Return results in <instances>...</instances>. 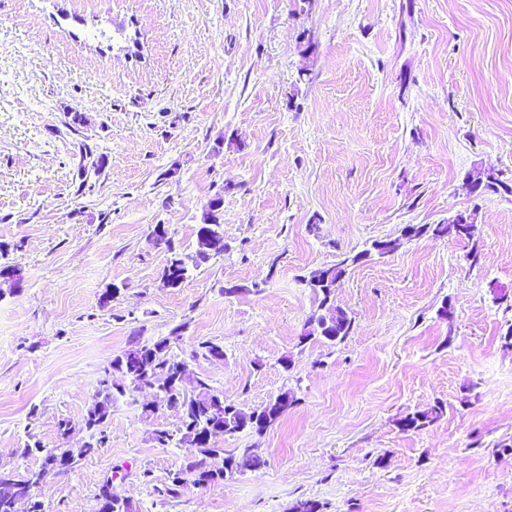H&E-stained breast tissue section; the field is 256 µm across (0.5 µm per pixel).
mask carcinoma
Returning <instances> with one entry per match:
<instances>
[{"label":"carcinoma","mask_w":512,"mask_h":512,"mask_svg":"<svg viewBox=\"0 0 512 512\" xmlns=\"http://www.w3.org/2000/svg\"><path fill=\"white\" fill-rule=\"evenodd\" d=\"M105 167L103 156L94 154L93 148L84 143L80 147L78 164L79 185L77 193L83 194L93 187L91 179L101 175ZM224 203L223 196L211 199L214 208L211 212L214 223H202L197 231L195 249L186 251L176 244L169 236L163 224L154 226L152 242L154 247L166 253V265L161 279L168 288H178L189 277L190 269L211 259L214 255L224 252L220 241L224 239L220 209ZM431 233L437 237L453 236L460 240H472L475 232L467 235L457 234L451 224H422L417 228V235ZM354 328V319L345 315V325L339 328V335L301 336L302 341L310 339L320 341L329 346L344 341ZM170 338L165 337L154 342H135L133 346L112 359L111 368L105 371L99 381L98 393L83 418L84 428L89 432L86 445L70 448L60 444L55 448H36L29 446L23 452L42 453V461L38 468L29 469L24 474L0 469V512H14V502L19 493L36 490L52 473L63 469H71L78 461L97 453L106 440V423L112 406L119 398L129 391H139L144 387L154 393L155 407L143 408L150 415L160 407L175 411L180 417V426L176 433L166 430L154 432V440L162 446L173 441L185 448L192 449L180 467L168 476V485L164 493L176 494L187 482L198 486L229 481L247 472H256L265 466V459L253 448H236L228 452L215 444L204 446L196 441V435L205 431L214 422V410L223 406L221 423L229 434L250 432L262 434L270 426L280 420L297 398L288 389L279 393L274 399L258 408L245 409L224 400L206 376H198L192 382V391L188 392L185 385L176 381L178 368L187 360L209 359L215 351L222 347L210 341L198 342L189 353V358L168 353ZM444 413L443 406L437 402L424 409L416 410L401 419V427L405 431H419L439 420ZM98 512H133L128 503L113 498L112 478L108 477L95 494Z\"/></svg>","instance_id":"1"}]
</instances>
